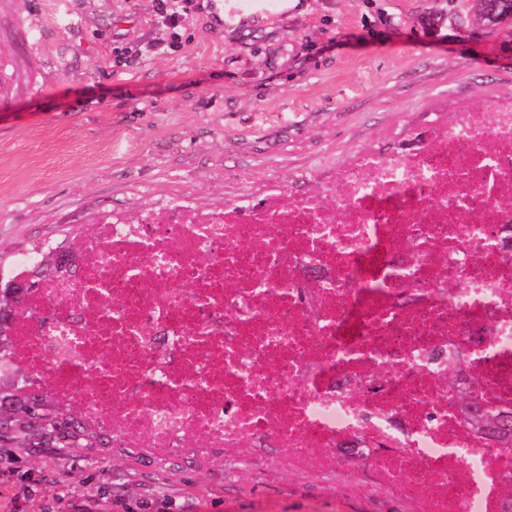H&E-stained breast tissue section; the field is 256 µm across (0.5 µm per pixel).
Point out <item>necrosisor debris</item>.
Returning a JSON list of instances; mask_svg holds the SVG:
<instances>
[{"label": "necrosis or debris", "mask_w": 512, "mask_h": 512, "mask_svg": "<svg viewBox=\"0 0 512 512\" xmlns=\"http://www.w3.org/2000/svg\"><path fill=\"white\" fill-rule=\"evenodd\" d=\"M9 360L155 456L266 443L319 474L360 448L348 480L417 512H512V448L444 385L512 413V96L458 97L317 196L102 216L27 295Z\"/></svg>", "instance_id": "obj_1"}]
</instances>
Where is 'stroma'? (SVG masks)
I'll return each mask as SVG.
<instances>
[{
    "label": "stroma",
    "instance_id": "35a3bbf8",
    "mask_svg": "<svg viewBox=\"0 0 512 512\" xmlns=\"http://www.w3.org/2000/svg\"><path fill=\"white\" fill-rule=\"evenodd\" d=\"M214 4L191 0L168 53L153 0H0V280L36 281L16 257L69 248L105 211L220 208L273 181L310 194L322 163L401 146L458 96L512 92V26L477 25L468 0H298L220 23ZM284 454L60 449L0 427V512H415L348 483L351 451L322 475Z\"/></svg>",
    "mask_w": 512,
    "mask_h": 512
}]
</instances>
